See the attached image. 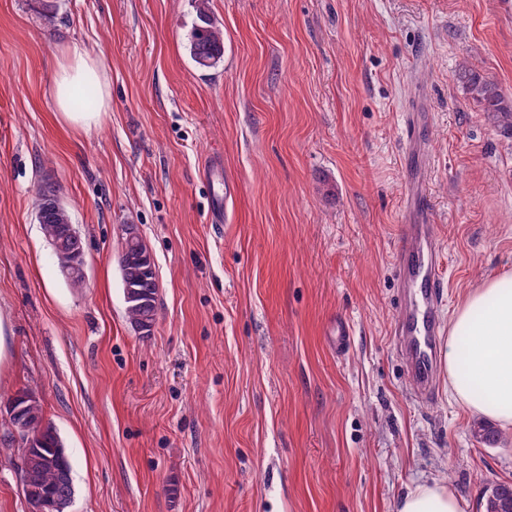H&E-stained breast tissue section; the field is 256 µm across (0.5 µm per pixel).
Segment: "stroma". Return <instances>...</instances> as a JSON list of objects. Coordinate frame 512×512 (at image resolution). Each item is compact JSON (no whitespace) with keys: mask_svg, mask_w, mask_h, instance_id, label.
I'll return each mask as SVG.
<instances>
[{"mask_svg":"<svg viewBox=\"0 0 512 512\" xmlns=\"http://www.w3.org/2000/svg\"><path fill=\"white\" fill-rule=\"evenodd\" d=\"M224 61L187 50L192 0H0V406L31 393L72 458L68 512H395L445 480L463 512L512 484V436L484 442L437 379L418 401L390 334L402 113L425 131L449 318L512 271V138L457 75L512 99V0H210ZM103 55L112 110L57 122L52 74ZM221 162L235 183L211 221ZM52 181L85 250L62 277L36 219ZM153 255L158 322L127 320L121 227ZM349 325L344 354L333 322ZM0 438V512H28Z\"/></svg>","mask_w":512,"mask_h":512,"instance_id":"stroma-1","label":"stroma"}]
</instances>
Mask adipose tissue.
I'll return each mask as SVG.
<instances>
[{
	"mask_svg": "<svg viewBox=\"0 0 512 512\" xmlns=\"http://www.w3.org/2000/svg\"><path fill=\"white\" fill-rule=\"evenodd\" d=\"M99 89L97 105L76 110L72 93L85 81ZM52 97L58 120L84 132L96 129L111 107L107 66L91 45H67L53 75ZM448 392L468 413L496 420L512 429V273L483 281L453 311L442 348ZM395 512H462L447 484L431 479L402 495Z\"/></svg>",
	"mask_w": 512,
	"mask_h": 512,
	"instance_id": "adipose-tissue-1",
	"label": "adipose tissue"
}]
</instances>
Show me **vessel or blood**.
<instances>
[{"label":"vessel or blood","instance_id":"obj_1","mask_svg":"<svg viewBox=\"0 0 512 512\" xmlns=\"http://www.w3.org/2000/svg\"><path fill=\"white\" fill-rule=\"evenodd\" d=\"M431 120L427 112L403 115V142L418 157L406 171L403 190V222L396 245L399 304L391 333L400 345L406 373L417 395H432L435 367L444 330L439 316L441 288L445 284L443 254L438 227L431 222L428 154L422 131Z\"/></svg>","mask_w":512,"mask_h":512}]
</instances>
